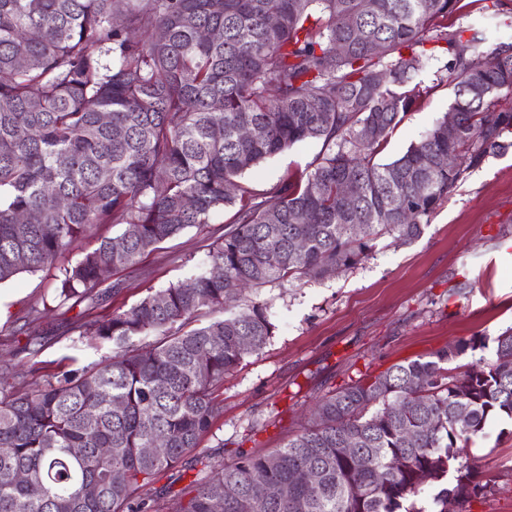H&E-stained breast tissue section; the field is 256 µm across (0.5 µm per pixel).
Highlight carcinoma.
Masks as SVG:
<instances>
[{"mask_svg": "<svg viewBox=\"0 0 512 512\" xmlns=\"http://www.w3.org/2000/svg\"><path fill=\"white\" fill-rule=\"evenodd\" d=\"M373 2L0 0V283L98 224L124 225L64 270L53 300L86 298L110 271L238 206L191 282L78 325L111 355L41 387L0 368V512H144L140 490L159 473L197 466L205 480L169 512H419L405 503L452 469L436 512L486 497L477 460L459 458L490 417L512 420V331L337 388L280 448L186 461L222 414L215 389L273 335L247 292L331 276L385 233L419 238L467 171L512 148V109L500 107L512 41L448 30L457 0ZM438 50L455 134L443 119L380 162ZM307 140L322 149L305 170L261 196L240 182ZM345 182L359 188L350 201ZM490 341L493 358L449 375ZM156 440L164 453H144ZM305 468L314 479L294 483ZM268 485L286 497L256 493Z\"/></svg>", "mask_w": 512, "mask_h": 512, "instance_id": "1", "label": "carcinoma"}]
</instances>
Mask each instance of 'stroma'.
Here are the masks:
<instances>
[{"label":"stroma","mask_w":512,"mask_h":512,"mask_svg":"<svg viewBox=\"0 0 512 512\" xmlns=\"http://www.w3.org/2000/svg\"><path fill=\"white\" fill-rule=\"evenodd\" d=\"M485 29L489 39L512 38V0H458L449 29ZM447 55L429 60L419 72L423 92L379 155H401L447 113L451 87L441 82ZM322 144L309 140L248 171L245 185L263 193L305 169ZM234 207L215 210L207 224L145 254L131 268H119L91 297L52 308L64 268L98 240L118 235V224H100L44 269L0 284V364H9L25 387L46 384L59 373L77 370L109 355L110 346L92 349L72 333L80 318L127 309L147 293L199 274L207 246L223 235ZM274 334L258 353L227 375L215 396L222 414L205 433L195 455L220 453L233 462L239 449L264 452L282 446L307 422L320 397L359 375H379L394 364L423 358L474 335L496 337L512 327V150L490 157L467 172L436 210L421 236L408 244L391 235L378 238L368 257L333 277L275 283L256 292ZM44 343L40 365L22 347L28 336ZM490 480L484 499L470 512H512V421H488L466 449ZM195 472L178 481L161 473L141 493L163 512L169 498L189 499Z\"/></svg>","instance_id":"1"}]
</instances>
